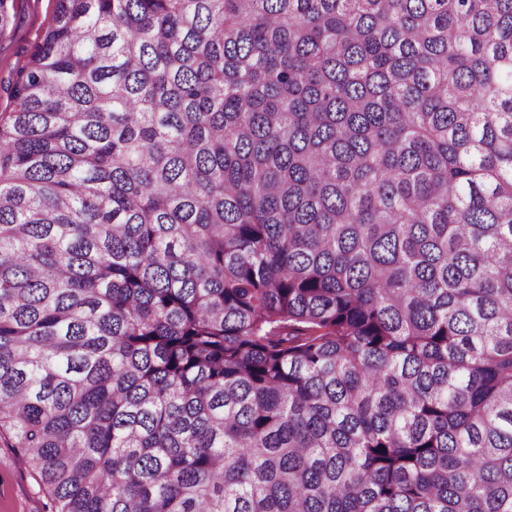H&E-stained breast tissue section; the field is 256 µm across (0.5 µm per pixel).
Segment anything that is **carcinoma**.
<instances>
[{
	"label": "carcinoma",
	"mask_w": 512,
	"mask_h": 512,
	"mask_svg": "<svg viewBox=\"0 0 512 512\" xmlns=\"http://www.w3.org/2000/svg\"><path fill=\"white\" fill-rule=\"evenodd\" d=\"M11 99L51 512H512V0H57Z\"/></svg>",
	"instance_id": "obj_1"
}]
</instances>
